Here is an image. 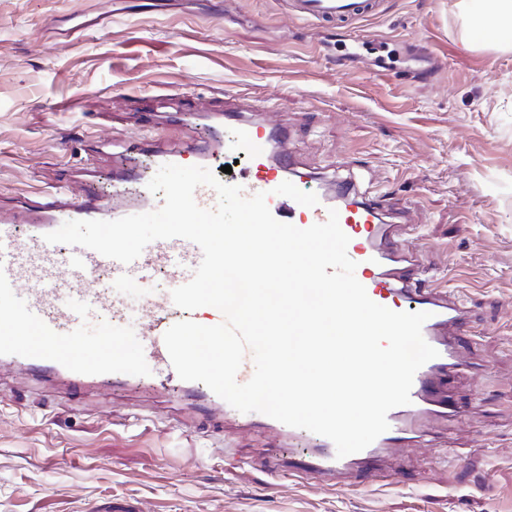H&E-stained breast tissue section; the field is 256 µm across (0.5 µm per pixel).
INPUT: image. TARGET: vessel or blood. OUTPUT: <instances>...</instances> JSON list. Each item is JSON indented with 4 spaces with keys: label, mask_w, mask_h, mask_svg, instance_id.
Instances as JSON below:
<instances>
[{
    "label": "vessel or blood",
    "mask_w": 512,
    "mask_h": 512,
    "mask_svg": "<svg viewBox=\"0 0 512 512\" xmlns=\"http://www.w3.org/2000/svg\"><path fill=\"white\" fill-rule=\"evenodd\" d=\"M290 6L302 20L348 29L382 12L384 2L290 0ZM190 118L205 121L206 141L193 140L175 150L156 147L151 152L155 166L190 161L214 170L239 162V170L225 175V183L241 186L248 196L267 193L272 215L302 229L325 222L329 209H336L350 239L347 254L356 262L355 275L369 298L394 311L429 315L422 332L438 356L416 372L410 404L389 412L388 430L370 446L343 458L337 457L326 437L261 413L239 412L198 382L185 384L188 390L202 392L216 417L242 427L262 426L288 438L294 451L285 455L272 449L266 461L271 473L304 484L324 482L351 489L355 466H376L385 449L412 441L424 419L461 416V409L445 395L444 382L463 366L459 334L469 319L446 291L424 283L419 265L399 241L404 229L400 216L348 181L337 179L328 187L317 184L312 173L301 171L298 155L289 150L287 130L244 119L228 103L193 112ZM149 180L140 168L126 178H114L108 203L91 201L73 189L47 187L25 199L39 214L34 222L0 213V365L21 364L37 376L60 377L73 384L88 385L105 376L122 385L138 377L152 378L159 370L172 371L163 336L174 323L187 318L206 326L222 322L215 308L187 312L172 301V289L187 283L202 260L200 247L191 241L151 242L127 265L88 248L45 241L46 233L69 220L110 221L158 209L164 200L147 190ZM285 181L315 193L318 204L305 207L276 195V187ZM159 271L166 274L169 288L154 287ZM102 272L111 276L112 287H101ZM133 293L151 322L144 328H117L112 320L126 315Z\"/></svg>",
    "instance_id": "obj_1"
}]
</instances>
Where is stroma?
<instances>
[{"instance_id":"35a3bbf8","label":"stroma","mask_w":512,"mask_h":512,"mask_svg":"<svg viewBox=\"0 0 512 512\" xmlns=\"http://www.w3.org/2000/svg\"><path fill=\"white\" fill-rule=\"evenodd\" d=\"M0 0V210L88 167L102 139L176 146L149 100H232L291 132L326 172L406 210L403 243L469 311L460 418L386 450L398 483L358 490L273 482L256 461L279 439L223 429L183 397L81 389L0 368V512H512V46L467 37L458 0H387L352 35L290 18L284 0Z\"/></svg>"}]
</instances>
